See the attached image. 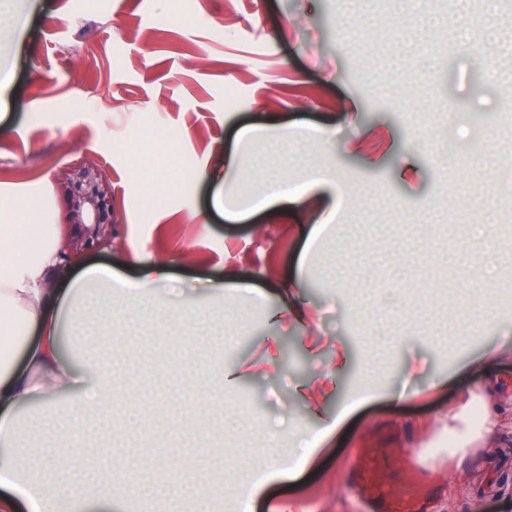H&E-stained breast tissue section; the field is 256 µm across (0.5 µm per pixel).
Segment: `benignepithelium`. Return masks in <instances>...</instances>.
<instances>
[{"instance_id": "7a95c632", "label": "benign epithelium", "mask_w": 512, "mask_h": 512, "mask_svg": "<svg viewBox=\"0 0 512 512\" xmlns=\"http://www.w3.org/2000/svg\"><path fill=\"white\" fill-rule=\"evenodd\" d=\"M60 188L69 197V223L81 226L87 240L110 242L112 191L98 169L92 165L73 167L65 173Z\"/></svg>"}]
</instances>
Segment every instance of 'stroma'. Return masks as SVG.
I'll return each instance as SVG.
<instances>
[{"mask_svg": "<svg viewBox=\"0 0 512 512\" xmlns=\"http://www.w3.org/2000/svg\"><path fill=\"white\" fill-rule=\"evenodd\" d=\"M16 23L0 14V225L30 199L46 223H67L58 182L90 164L111 186L114 224L111 250L83 263L134 277L136 250L172 265L171 285L113 310L114 384L134 388L142 422L112 435L86 420L70 475L109 478L93 446L108 437L137 461L229 460L203 492L211 512H239L245 497L253 512H361L359 452L382 455L398 486L418 449L432 458L425 512H512V307L483 308L465 343L449 320L473 295L474 225L491 226L476 251L512 282V87L493 77L512 70V0L491 17L471 0L465 18L448 0H37L19 39ZM256 126L267 134L240 140ZM232 153L246 181L213 185ZM322 171L335 185L321 196L235 216L215 205L263 197L271 175L298 185ZM418 221L433 233L419 237ZM315 224L329 231L312 244ZM184 306L205 346L190 368L161 369L179 357L165 315ZM203 381L232 410L192 413ZM358 385L372 400L303 455L315 412L335 417ZM487 400L499 430L468 442ZM270 452L298 461L295 475L261 470Z\"/></svg>", "mask_w": 512, "mask_h": 512, "instance_id": "1", "label": "stroma"}]
</instances>
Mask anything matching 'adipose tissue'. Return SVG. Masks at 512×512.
Segmentation results:
<instances>
[{
    "label": "adipose tissue",
    "mask_w": 512,
    "mask_h": 512,
    "mask_svg": "<svg viewBox=\"0 0 512 512\" xmlns=\"http://www.w3.org/2000/svg\"><path fill=\"white\" fill-rule=\"evenodd\" d=\"M39 211V203L27 201L18 223L0 226V512H112L126 498L122 480L63 478L59 448L37 438L18 409L32 402L50 407L68 393L82 413L103 414L110 431L127 428L128 418L111 411L130 399L127 390L113 389L111 362L81 356L98 337L74 330L77 301L100 289L98 322L109 326L113 291L152 295L168 281V262L146 263L135 281L108 266L85 265L66 288H53L79 230L35 223Z\"/></svg>",
    "instance_id": "adipose-tissue-1"
}]
</instances>
